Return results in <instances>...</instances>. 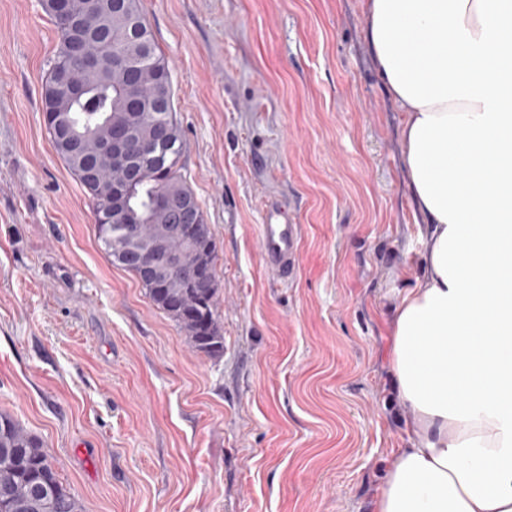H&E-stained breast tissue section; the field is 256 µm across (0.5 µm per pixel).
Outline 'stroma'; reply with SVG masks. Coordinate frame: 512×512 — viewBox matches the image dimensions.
<instances>
[{
    "label": "stroma",
    "instance_id": "1",
    "mask_svg": "<svg viewBox=\"0 0 512 512\" xmlns=\"http://www.w3.org/2000/svg\"><path fill=\"white\" fill-rule=\"evenodd\" d=\"M141 11L217 245L224 352H193L105 253L44 122L55 28L42 0H0V412L82 512H373L415 424L387 347L426 226L363 0ZM270 199L302 226L287 282L261 256Z\"/></svg>",
    "mask_w": 512,
    "mask_h": 512
}]
</instances>
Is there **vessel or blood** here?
I'll return each mask as SVG.
<instances>
[{
    "instance_id": "vessel-or-blood-1",
    "label": "vessel or blood",
    "mask_w": 512,
    "mask_h": 512,
    "mask_svg": "<svg viewBox=\"0 0 512 512\" xmlns=\"http://www.w3.org/2000/svg\"><path fill=\"white\" fill-rule=\"evenodd\" d=\"M302 236L301 225L288 218V206L268 201L261 226V254L265 265L282 278H292Z\"/></svg>"
}]
</instances>
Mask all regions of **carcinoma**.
Segmentation results:
<instances>
[{
	"instance_id": "obj_1",
	"label": "carcinoma",
	"mask_w": 512,
	"mask_h": 512,
	"mask_svg": "<svg viewBox=\"0 0 512 512\" xmlns=\"http://www.w3.org/2000/svg\"><path fill=\"white\" fill-rule=\"evenodd\" d=\"M44 9L55 25L58 43L44 85L43 109L55 114L59 128L86 134L84 142L91 149L112 136L116 127L133 130L142 148L153 144L159 130L171 142L164 163L145 164L126 197L130 221L138 225L133 240L126 225L112 223V188L126 183L127 170L116 160L102 157L94 160L96 174L88 178L62 146L59 133L50 132L56 152L89 196L98 241L114 264L138 277L139 253L148 245L184 248V241L163 234V227L171 223L172 205L202 215L180 171L181 137L172 98L149 112H137L125 94L133 81L142 101L152 100L158 83H170L168 65L157 53L151 34L133 38L127 32L128 17L143 20L140 0H75L67 16L58 14L51 0H44ZM192 261L205 267L211 282H216L215 245L194 248ZM147 292L158 308L178 322L194 351L208 357L224 351L217 287L190 288L180 272L160 265ZM0 512H80L42 443L5 413L0 414Z\"/></svg>"
}]
</instances>
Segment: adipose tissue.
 <instances>
[{
  "label": "adipose tissue",
  "instance_id": "adipose-tissue-1",
  "mask_svg": "<svg viewBox=\"0 0 512 512\" xmlns=\"http://www.w3.org/2000/svg\"><path fill=\"white\" fill-rule=\"evenodd\" d=\"M429 226L389 356L416 423L375 512H512V0H365Z\"/></svg>",
  "mask_w": 512,
  "mask_h": 512
}]
</instances>
